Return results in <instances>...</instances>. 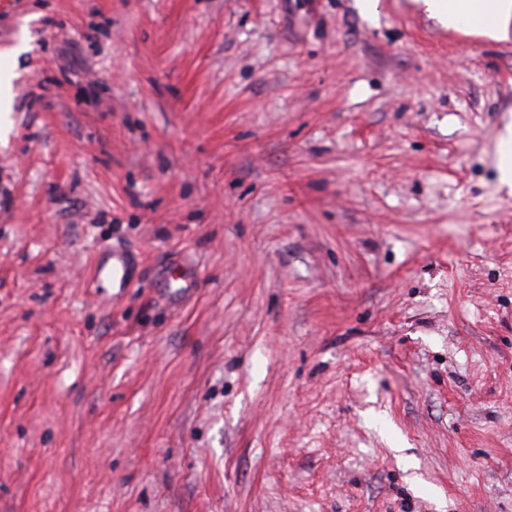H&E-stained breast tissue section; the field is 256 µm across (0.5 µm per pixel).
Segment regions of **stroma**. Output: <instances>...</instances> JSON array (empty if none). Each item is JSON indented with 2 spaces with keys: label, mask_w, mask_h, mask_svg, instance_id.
Here are the masks:
<instances>
[{
  "label": "stroma",
  "mask_w": 512,
  "mask_h": 512,
  "mask_svg": "<svg viewBox=\"0 0 512 512\" xmlns=\"http://www.w3.org/2000/svg\"><path fill=\"white\" fill-rule=\"evenodd\" d=\"M0 65V512H512V44L0 0ZM500 149L496 163L498 180L502 187L512 192V121H508L500 133ZM128 258L123 252H112V266L96 269L98 279L112 281V288H128Z\"/></svg>",
  "instance_id": "1"
}]
</instances>
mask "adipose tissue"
Wrapping results in <instances>:
<instances>
[{"mask_svg":"<svg viewBox=\"0 0 512 512\" xmlns=\"http://www.w3.org/2000/svg\"><path fill=\"white\" fill-rule=\"evenodd\" d=\"M430 17L453 30L512 42V0H415Z\"/></svg>","mask_w":512,"mask_h":512,"instance_id":"obj_1","label":"adipose tissue"}]
</instances>
